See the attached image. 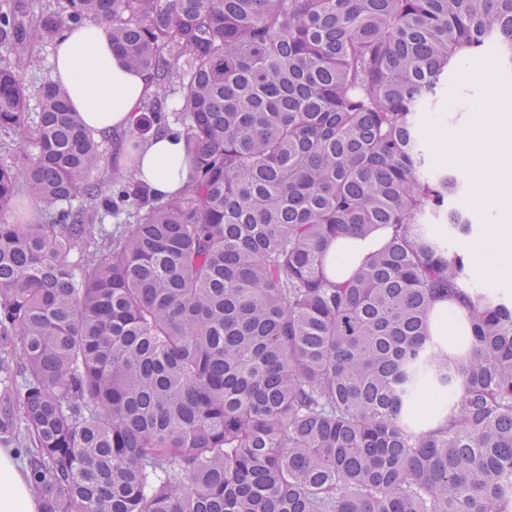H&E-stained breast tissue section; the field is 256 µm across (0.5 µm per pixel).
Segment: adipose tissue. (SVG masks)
Returning <instances> with one entry per match:
<instances>
[{"mask_svg": "<svg viewBox=\"0 0 512 512\" xmlns=\"http://www.w3.org/2000/svg\"><path fill=\"white\" fill-rule=\"evenodd\" d=\"M52 67L72 108L97 134L133 128L143 101L155 90L147 72L128 67L115 54L110 28L96 20L65 32L56 44ZM136 176L149 183L159 196L177 194L191 176L183 139L161 134L143 144ZM386 236V230L381 229L364 240L336 239L327 257L330 271L337 280H345ZM42 510L43 503L13 450L0 448V512Z\"/></svg>", "mask_w": 512, "mask_h": 512, "instance_id": "1", "label": "adipose tissue"}]
</instances>
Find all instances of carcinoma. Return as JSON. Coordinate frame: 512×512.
Here are the masks:
<instances>
[{"label": "carcinoma", "mask_w": 512, "mask_h": 512, "mask_svg": "<svg viewBox=\"0 0 512 512\" xmlns=\"http://www.w3.org/2000/svg\"><path fill=\"white\" fill-rule=\"evenodd\" d=\"M88 19L179 95L142 111L192 178L163 199L107 173L64 88L32 116L0 60V129L35 148L0 163V212L20 185L47 206L0 222L43 512H512V303L432 232L472 223L420 118L487 43L512 65V0H55L0 11V47ZM378 229L330 279L333 240ZM387 231L384 229L376 231L365 240L349 237H339L336 239L329 250L327 257V266L334 272L337 282L346 280L353 270H355L362 261L376 249V245L385 239Z\"/></svg>", "instance_id": "1"}]
</instances>
